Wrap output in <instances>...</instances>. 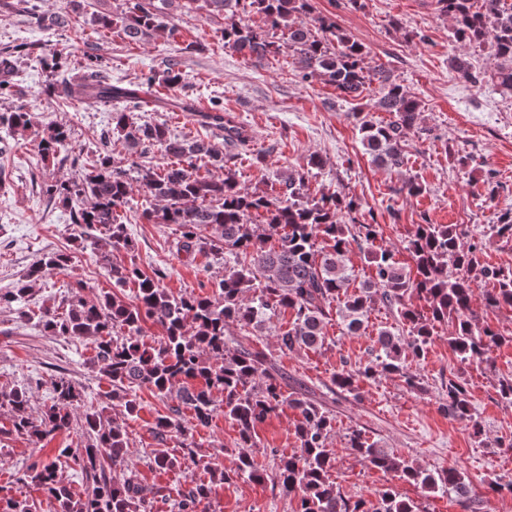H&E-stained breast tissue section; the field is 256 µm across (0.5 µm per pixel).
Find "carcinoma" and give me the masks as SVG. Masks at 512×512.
<instances>
[{
    "mask_svg": "<svg viewBox=\"0 0 512 512\" xmlns=\"http://www.w3.org/2000/svg\"><path fill=\"white\" fill-rule=\"evenodd\" d=\"M20 3L36 23L59 29L69 27L72 14L82 6L78 0H67L71 8L46 14L32 0ZM172 4L173 0H125L121 13L95 15L93 22L102 30H117L128 43H137L169 26ZM239 5L244 12L260 16L263 25L254 27L236 18ZM185 7L202 10L209 17H223L224 46L255 65L289 50L296 56L302 79L318 76L345 100H362L364 92L373 89L374 107L389 113L391 119L373 121L358 110L362 114L361 143L384 166L393 170L405 166L404 135L417 125L418 100L389 71L365 70L362 45L333 19L312 15L310 0H188ZM437 9L452 19L456 41L491 48L497 61L494 78L504 91L512 92V3L485 0L478 8L473 0H437ZM279 31L285 36L282 41L275 40ZM32 53L31 43L0 50V95L17 87L9 57ZM36 57L49 70L45 92L59 102H110L130 97V92L113 84L112 76L93 61L75 72L55 54L38 53ZM451 64L466 82L474 86L483 82L484 77L468 60L455 57ZM163 82L172 90L183 85L184 75L176 64L164 71ZM137 108L136 104L127 105L112 113V128L100 133L98 155L91 163L70 158L68 129L44 125L36 133L42 160H69L72 167L70 178L46 185L45 192L67 205L71 224L79 228L81 244L97 246L95 232L102 229L110 251L131 252L135 241L127 209L132 181L137 180L162 202L159 208L143 209L139 219L176 225L180 248L210 252L216 262L224 263V277L217 281L211 296L176 295L165 288L166 271L158 269L147 276L133 266L110 262L107 276L121 288L134 283L136 303L109 292L88 300L76 288L63 299L65 314L48 309L40 313L39 324L48 334L94 340L99 373L112 391L98 406L86 407L80 447L61 448L57 458L30 467L20 478L21 484L41 488L52 512H151L152 502L135 478L122 482L112 478V473L126 466L127 436L123 420L111 415V410L120 406L123 416L138 415L140 404L133 389L145 387L158 396L173 394L177 400L153 425L154 436L162 445L185 435V408L199 427L208 426L219 409L236 424L234 466L203 464L216 481L267 480L278 493L298 497L296 512H419L416 502L401 497L391 486L374 502L344 495L330 477L335 458L327 440L334 429L333 414L302 392L285 391L286 382L266 352L242 343L230 344L227 328L236 324L261 331L284 310L292 315V321L288 329L277 332L278 349L283 353L318 350L325 343L323 327L332 305H337L339 320L349 334L362 329L376 304L387 305L407 326V335L380 328L373 356L353 372L334 374L329 391L351 393L357 379L372 380L380 374L399 376L413 391L420 388L421 381L412 363L426 354L443 326L451 327L448 347L462 364L512 343V336L479 322L471 309V285L476 281L492 283L483 294L486 307L512 308V269L481 263L478 252L483 243L465 246L459 225L432 224L425 217L407 241L413 265L404 266L392 251L375 246L378 225L359 220L361 203L356 199L341 191L310 196L309 170H288L281 176L279 188L269 192L246 191L237 179L233 154L219 152L203 138L178 137L164 123L143 121ZM1 125L25 133L34 127V120L19 104L0 113ZM114 133L144 158L158 152L174 162L162 168L135 161L127 168L116 166L112 162ZM208 163L218 167L220 174L201 171ZM491 235L512 242V209L500 214L498 223L491 226ZM354 243L364 251L373 275L351 293L357 273L347 254ZM71 261L67 253L42 255L12 288L0 292V305L22 302L34 283L67 271ZM415 299L424 302V307L414 305ZM148 320L164 330L163 340L156 346L140 339L142 323ZM216 392L222 396L219 403L214 399ZM83 406L84 388L64 376L50 380V403L36 417L30 413L25 389L0 391V409L10 412L14 432L36 444L68 431L72 412ZM440 406L451 417L469 420L473 435L482 436L481 422L461 376L448 377ZM285 407L300 414L294 428L299 448L294 454L280 456L275 472L269 475L258 469L252 457L255 429ZM345 440L346 447L373 469L394 473L429 493L470 500L469 477L457 467L423 469L377 447L358 429L349 431ZM62 458L85 477V494H75L58 477ZM151 463L161 469L181 465L164 449L154 452ZM4 491L0 486V501L7 500L10 512H31L27 500L19 498L21 490L8 497ZM209 494L208 484L190 481L177 490L174 512H206Z\"/></svg>",
    "mask_w": 512,
    "mask_h": 512,
    "instance_id": "1",
    "label": "carcinoma"
}]
</instances>
